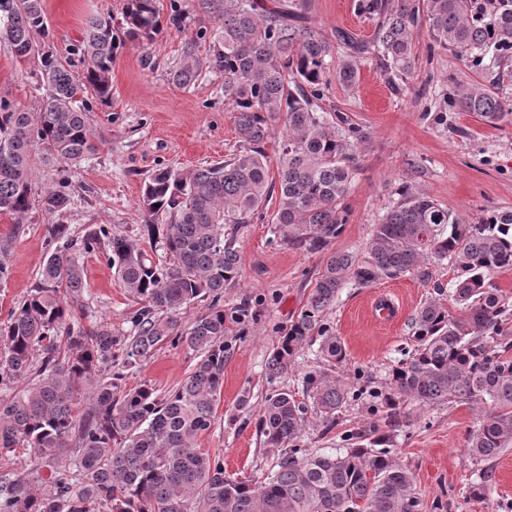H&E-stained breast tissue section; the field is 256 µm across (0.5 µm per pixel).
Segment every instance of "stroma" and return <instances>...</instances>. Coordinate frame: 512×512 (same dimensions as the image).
<instances>
[{"mask_svg": "<svg viewBox=\"0 0 512 512\" xmlns=\"http://www.w3.org/2000/svg\"><path fill=\"white\" fill-rule=\"evenodd\" d=\"M50 46L67 58L92 17L111 20L121 42L112 64V100L90 103V124L97 149L67 168L40 166L32 174L35 191L64 187L67 206L48 212L34 206L23 221L10 255V273L0 280V322L27 297L38 271L56 243L52 224L66 225L71 251L84 268L85 324H107L113 335L132 334L134 301L122 287L102 250L85 252V234L96 229L136 242L153 262L164 252L143 233L142 188L159 168H192L226 159L240 146L232 114L224 103V74L202 67L186 87L171 83L167 72L180 61L185 44L195 40L206 57L216 35L204 0H156L161 17L181 10L191 19L187 30L163 28L150 38L123 39L126 0H42ZM310 14L326 35L345 28L371 38L375 24L355 9V0H311ZM426 27L414 32L416 72L409 84L393 90L374 64H363L357 88L331 81L327 107L345 112L368 134L357 149V171L345 200L348 219L328 251L303 252L280 242L267 218L241 227L237 234L241 276L224 290V308L236 312L224 337V387L214 426L198 442L224 459L226 476L258 479L271 454L259 431V409L271 390L284 389L305 400L306 373L320 371L347 384L356 400L338 415L333 430L312 421L304 431V448L341 447V435L371 417L370 389L384 386L393 367L412 350L411 319L431 298L452 305L458 273L450 263L429 264L427 273L411 272L369 286L342 288L324 321L345 350L341 363L327 365L320 338L296 354L288 373L269 380L267 359L284 329L295 321L315 287L329 251L362 253L374 224L398 200L397 190L411 183L438 203L455 209L471 224L488 211L512 208V123L492 127L472 114L448 108L445 99L458 84L482 85L484 73L464 65L452 51L428 54ZM42 95L32 66H19L0 38V99L36 111ZM424 172L411 175V163ZM196 362L186 346L165 343L135 367L125 370L126 388L148 385L156 395L177 387ZM399 411L409 416L390 445L392 455L414 474L426 512H501L512 502V449L493 462L476 461L468 439L482 415L467 403L422 407L412 401ZM491 470L485 499H469L475 475Z\"/></svg>", "mask_w": 512, "mask_h": 512, "instance_id": "obj_1", "label": "stroma"}]
</instances>
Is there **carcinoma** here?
<instances>
[{
	"label": "carcinoma",
	"instance_id": "carcinoma-1",
	"mask_svg": "<svg viewBox=\"0 0 512 512\" xmlns=\"http://www.w3.org/2000/svg\"><path fill=\"white\" fill-rule=\"evenodd\" d=\"M212 9L220 34L207 63L224 72L239 149L202 167L160 168L144 183V226L149 239L161 242L165 263H153L122 235L105 243L95 229L85 235L84 250L104 248L123 288L141 304L133 335L79 323L84 271L66 248L47 257L36 287L0 322V384L35 375L25 390L0 399V450L30 458L0 480V512H423L411 471L386 449L395 410L408 399L477 406L483 419L469 450L480 462L512 448V303L490 282L495 272L512 269V210H493L468 224L411 184L402 185L398 201L374 225L364 253L328 256L305 308L267 361L273 380L318 332L325 360L341 362L344 349L322 322L340 288L447 261L459 271L458 314L436 299L417 311L413 350L392 368L385 391L373 392L385 413L346 431L339 450L299 447L310 419L331 429L352 399L342 381L309 372V401L286 390L265 397L259 427L272 456L262 479L230 478L223 460L196 447L213 426L224 383L229 318L222 301L225 286L240 276L239 227L263 220L274 194L276 235L294 249L325 250L347 222L344 201L367 133L322 106L331 69L354 88L370 61L397 88L414 75L413 36L424 24L429 50L451 49L486 74L484 86L458 85L448 105L492 124L512 120V99L499 93L512 80V0H356L358 13L375 23L369 40L341 27L323 35L312 23L309 0H215ZM0 18V36L15 61L34 64L45 87L36 112L0 100V217L11 220L0 232L2 281L19 220L33 202L50 212L68 202L60 190L34 194L33 169L75 165L95 150L85 98L112 99L116 40L110 22L90 19L78 48L83 70L76 74L50 50L42 0H0ZM124 22L129 40L157 33L155 0H126ZM201 66L190 41L169 79L188 86ZM280 128L275 184L264 145ZM198 299L210 300L208 311L186 326L183 311ZM164 342L187 345L198 360L161 398L146 385L123 387L118 372L96 375L112 366L118 348L123 367L131 368ZM64 453L73 469L52 467Z\"/></svg>",
	"mask_w": 512,
	"mask_h": 512
}]
</instances>
